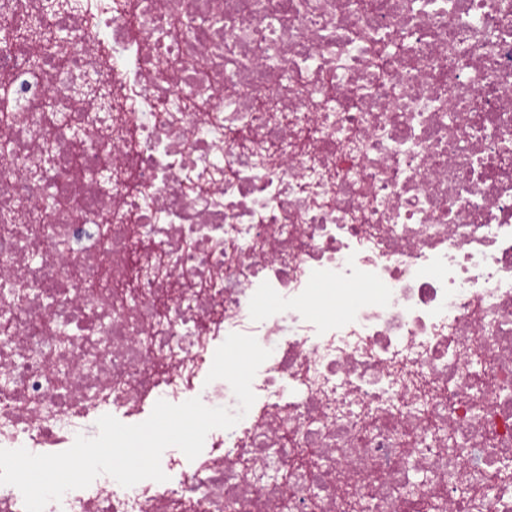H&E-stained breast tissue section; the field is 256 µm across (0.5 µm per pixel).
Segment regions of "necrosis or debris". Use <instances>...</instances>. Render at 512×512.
Returning <instances> with one entry per match:
<instances>
[{"label": "necrosis or debris", "instance_id": "4bbe7bcc", "mask_svg": "<svg viewBox=\"0 0 512 512\" xmlns=\"http://www.w3.org/2000/svg\"><path fill=\"white\" fill-rule=\"evenodd\" d=\"M0 81V448L271 351L45 512H512V0H0Z\"/></svg>", "mask_w": 512, "mask_h": 512}]
</instances>
